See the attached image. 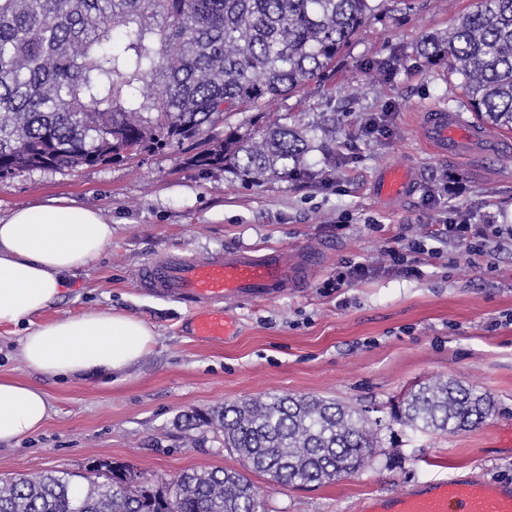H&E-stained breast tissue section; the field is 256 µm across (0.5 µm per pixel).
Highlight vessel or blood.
<instances>
[{
    "label": "vessel or blood",
    "mask_w": 512,
    "mask_h": 512,
    "mask_svg": "<svg viewBox=\"0 0 512 512\" xmlns=\"http://www.w3.org/2000/svg\"><path fill=\"white\" fill-rule=\"evenodd\" d=\"M423 138L436 155L461 152L480 132L461 113L436 107L424 114ZM419 174L408 167H389L375 177L372 193L383 201L404 200L418 188ZM318 262L316 255L272 250L217 253L206 258L180 257L150 264L137 273L141 287L205 307L197 319L201 336H228L233 324L214 312V305L228 300L270 298L285 294L306 279ZM362 512H512V491L490 481L448 477L424 483L417 491L389 498H373Z\"/></svg>",
    "instance_id": "1"
}]
</instances>
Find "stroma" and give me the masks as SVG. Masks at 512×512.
I'll return each mask as SVG.
<instances>
[{
    "label": "stroma",
    "instance_id": "35a3bbf8",
    "mask_svg": "<svg viewBox=\"0 0 512 512\" xmlns=\"http://www.w3.org/2000/svg\"><path fill=\"white\" fill-rule=\"evenodd\" d=\"M479 0H387L308 92L266 100V120L317 129L315 178L254 184L186 165L175 148L76 170H32L0 180V216L67 198L101 210L112 241L77 273L45 311L51 321L89 309L136 315L156 332L151 350L116 379L69 382L24 366L23 327H0V376L29 382L51 402L43 428L0 446V478L49 470L81 471L102 461L126 464L150 482L182 471L241 469L240 458L206 438H181L174 423L267 394L315 395L381 420L371 465L324 484L270 487L251 474L259 512H358L361 501L395 496L451 474L512 485V241L493 244L491 268L469 267L462 247L421 255L420 277L382 270L350 288L327 287L344 261H375L386 238H417L447 208L476 221L512 225V134L474 141L467 155L430 153L418 115L462 111L458 78L419 57L428 35L447 31ZM384 61L372 80L367 65ZM387 116L389 138L365 137L369 116ZM406 165L420 175L409 199L387 204L370 193L376 171ZM454 176L447 202L426 194ZM341 190L323 189L322 179ZM306 250L320 261L305 284L272 299L230 301L234 335L193 334V305L140 287L144 265L206 257L227 249ZM499 328H492V321ZM440 377L488 393L495 411L482 424L448 433L393 423L411 387Z\"/></svg>",
    "mask_w": 512,
    "mask_h": 512
}]
</instances>
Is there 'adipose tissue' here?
I'll use <instances>...</instances> for the list:
<instances>
[{"instance_id": "ef3b65f1", "label": "adipose tissue", "mask_w": 512, "mask_h": 512, "mask_svg": "<svg viewBox=\"0 0 512 512\" xmlns=\"http://www.w3.org/2000/svg\"><path fill=\"white\" fill-rule=\"evenodd\" d=\"M112 240V226L93 209L67 200L21 207L0 217V327L23 325L20 356L32 372L69 380L113 375L154 345L143 319L110 310L37 322L69 276L94 264ZM47 394L0 377V445L38 431L50 416Z\"/></svg>"}]
</instances>
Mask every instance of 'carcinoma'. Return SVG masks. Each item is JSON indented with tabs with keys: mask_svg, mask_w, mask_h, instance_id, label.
<instances>
[{
	"mask_svg": "<svg viewBox=\"0 0 512 512\" xmlns=\"http://www.w3.org/2000/svg\"><path fill=\"white\" fill-rule=\"evenodd\" d=\"M377 0H0V178L107 165L171 148L186 163L255 183L311 178L316 128L232 112L301 92L329 71ZM419 53L460 79L488 131L512 133V0H483ZM492 398L441 378L397 405L422 432L464 430ZM189 440L211 432L275 486L321 484L372 461L379 421L316 396L270 395L187 411ZM257 512L241 471L182 472L158 485L129 466L0 479V512Z\"/></svg>",
	"mask_w": 512,
	"mask_h": 512,
	"instance_id": "1",
	"label": "carcinoma"
}]
</instances>
